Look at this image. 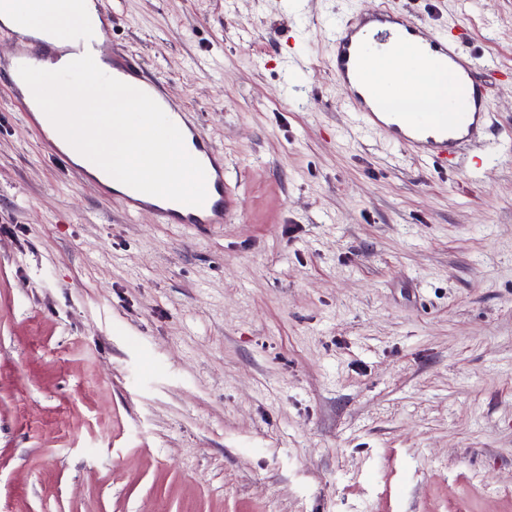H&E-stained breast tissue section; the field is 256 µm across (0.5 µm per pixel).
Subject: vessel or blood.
Returning <instances> with one entry per match:
<instances>
[{
  "mask_svg": "<svg viewBox=\"0 0 512 512\" xmlns=\"http://www.w3.org/2000/svg\"><path fill=\"white\" fill-rule=\"evenodd\" d=\"M101 37L75 38L67 34H24L0 18V85L20 107L28 126L38 135L44 150L73 166V148L56 142L36 115L40 108L19 75L23 65L54 61L65 55L77 59L91 54L102 71L152 97L162 109L178 117L184 139L190 140L206 172L207 198L202 206L175 210L166 204L147 205L123 195L128 212L152 209L161 224H220L236 211V202L224 189V157L205 136L184 104L170 99L165 84L146 73L132 58L113 53L105 37L112 26V11L105 0H96ZM329 65L342 86L346 111L358 133L378 131L404 151L440 169L458 164L464 148L481 144L494 119L484 82L475 77L477 64L458 38L443 35L417 23L388 4L356 12L334 26L327 38ZM418 73L437 69L455 71L457 90L446 109L405 112L393 102L384 75L396 73L401 64Z\"/></svg>",
  "mask_w": 512,
  "mask_h": 512,
  "instance_id": "1",
  "label": "vessel or blood"
}]
</instances>
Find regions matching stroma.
I'll list each match as a JSON object with an SVG mask.
<instances>
[{"label":"stroma","instance_id":"stroma-1","mask_svg":"<svg viewBox=\"0 0 512 512\" xmlns=\"http://www.w3.org/2000/svg\"><path fill=\"white\" fill-rule=\"evenodd\" d=\"M380 0H109L237 212L128 214L0 91V512H512V0L464 167L361 136L325 31Z\"/></svg>","mask_w":512,"mask_h":512}]
</instances>
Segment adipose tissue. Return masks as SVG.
I'll return each instance as SVG.
<instances>
[{"mask_svg": "<svg viewBox=\"0 0 512 512\" xmlns=\"http://www.w3.org/2000/svg\"><path fill=\"white\" fill-rule=\"evenodd\" d=\"M10 10L15 21L25 26L47 27L75 36L99 28L89 0H11ZM412 73V68L404 65L394 76L400 89L399 105L407 111L425 112L442 105L454 89L452 73H433L428 77L430 96L418 97L411 89Z\"/></svg>", "mask_w": 512, "mask_h": 512, "instance_id": "1", "label": "adipose tissue"}]
</instances>
